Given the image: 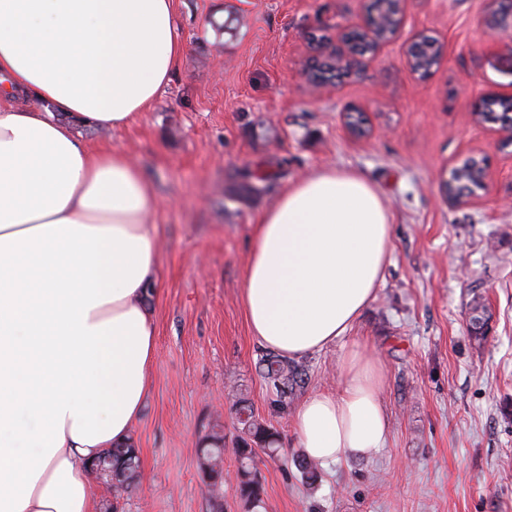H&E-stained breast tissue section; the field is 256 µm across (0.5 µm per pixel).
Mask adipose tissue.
<instances>
[{
  "mask_svg": "<svg viewBox=\"0 0 512 512\" xmlns=\"http://www.w3.org/2000/svg\"><path fill=\"white\" fill-rule=\"evenodd\" d=\"M184 44L174 0H0V512H96L88 460L127 442L158 352L159 197L124 151L82 142L147 112ZM391 219L377 187L321 168L255 226L242 302L289 359L342 340L372 300ZM339 392L292 417L306 456H369L386 440L383 370L359 345Z\"/></svg>",
  "mask_w": 512,
  "mask_h": 512,
  "instance_id": "ef3b65f1",
  "label": "adipose tissue"
}]
</instances>
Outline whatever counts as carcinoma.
<instances>
[{
    "label": "carcinoma",
    "instance_id": "cac0c4a2",
    "mask_svg": "<svg viewBox=\"0 0 512 512\" xmlns=\"http://www.w3.org/2000/svg\"><path fill=\"white\" fill-rule=\"evenodd\" d=\"M372 8L377 12L379 23L386 24L395 14L396 5L392 0H374ZM489 320L485 306L473 300L468 331L476 340L486 335ZM258 369L262 377L273 386L276 395L270 400L273 414L283 416L288 413L296 393L302 390L308 381V365L294 359H288L267 350L258 359ZM237 434L232 440L233 454L238 463L237 494L243 504L253 510L263 507L265 489L259 477L257 463L262 457L270 459L278 455V430L259 419L244 397L234 405ZM208 446L201 449L200 470L208 495L219 498L224 483V435L214 431L206 436ZM295 462L302 480L313 490L321 481L320 463L298 452ZM113 480L112 488L122 494L135 485L139 475V449L133 444L124 448L112 449Z\"/></svg>",
    "mask_w": 512,
    "mask_h": 512
}]
</instances>
